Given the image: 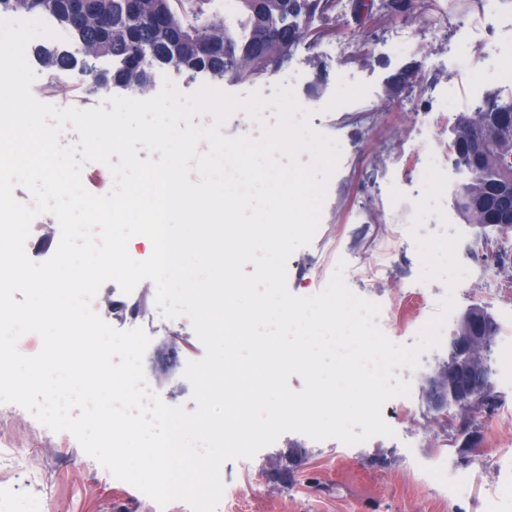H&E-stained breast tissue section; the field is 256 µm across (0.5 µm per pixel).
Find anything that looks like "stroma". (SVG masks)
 <instances>
[{
  "label": "stroma",
  "instance_id": "obj_1",
  "mask_svg": "<svg viewBox=\"0 0 512 512\" xmlns=\"http://www.w3.org/2000/svg\"><path fill=\"white\" fill-rule=\"evenodd\" d=\"M410 11L373 10L357 19L351 0H333L309 27L305 44L272 76L246 82L223 81L219 90L272 96L276 84L293 86L299 104L314 110L311 127L337 140L342 155L327 182L319 228L312 242L287 262V285L299 296L324 290L338 263H345L351 291L379 304V321L389 322L387 337L412 346L424 324L453 295L438 346L423 351L416 369H401L411 392L386 403L393 436H376L356 445L335 439L314 441L287 432L253 458L226 461L221 477L229 508L217 512H512V373L492 372V413L428 405L425 381L448 359L449 343L467 309L486 310L497 325L492 358L512 355V267L482 259L480 231L458 207L470 174L451 149L457 118L472 112L489 94L512 100V0H412ZM415 75L399 86L407 68ZM31 91L44 103L90 109L110 98L101 89L87 94L81 76L50 82L38 70ZM371 83L358 102L326 111L339 78ZM448 176L442 197L445 220L417 222V202L429 159ZM419 224L418 234L389 242L391 225ZM460 232L456 256L469 271L455 288L440 280L422 281L417 236L444 229ZM368 260L380 263L374 279L355 277ZM156 288L143 281L135 297L140 326L150 338L145 377L170 405L194 411L187 362L205 348L191 325L161 315ZM420 297L419 315L399 321L395 310ZM174 346L175 364L163 369L161 344ZM476 433L478 447L467 446ZM9 512H26L35 502L49 512H191L183 501L160 507L129 483L114 478L87 455L68 432H53L23 407L0 404V491Z\"/></svg>",
  "mask_w": 512,
  "mask_h": 512
}]
</instances>
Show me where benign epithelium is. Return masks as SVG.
<instances>
[{
	"mask_svg": "<svg viewBox=\"0 0 512 512\" xmlns=\"http://www.w3.org/2000/svg\"><path fill=\"white\" fill-rule=\"evenodd\" d=\"M69 24L61 25L65 33L70 27L80 25L91 14L90 0H68ZM474 209L492 214V225L504 238L512 233V185L492 188L490 194L472 202ZM465 330L452 338L448 362L427 381L425 394L431 407L444 411L452 404L469 400L483 404L489 411L486 395L489 389L490 366L473 356L474 347L489 350L495 338L494 319L480 307L469 308L463 316Z\"/></svg>",
	"mask_w": 512,
	"mask_h": 512,
	"instance_id": "benign-epithelium-1",
	"label": "benign epithelium"
}]
</instances>
